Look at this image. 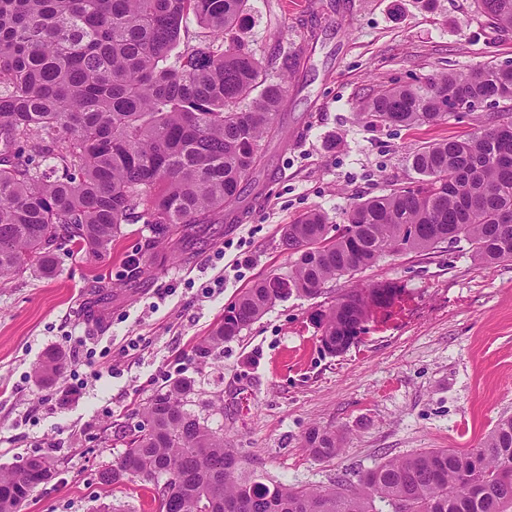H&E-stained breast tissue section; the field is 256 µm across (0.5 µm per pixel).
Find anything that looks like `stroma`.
<instances>
[{
    "label": "stroma",
    "instance_id": "1",
    "mask_svg": "<svg viewBox=\"0 0 512 512\" xmlns=\"http://www.w3.org/2000/svg\"><path fill=\"white\" fill-rule=\"evenodd\" d=\"M244 40L261 60L314 45L288 82L281 139L257 175L261 195L237 224L197 228L179 257L152 256L151 276L127 264L150 236L126 224L112 253L58 254L54 276L33 271L0 286V467L45 458L52 478L22 512H155L152 492L111 488L101 471L126 449L143 405L170 380H194L190 411L265 481L327 487L426 448L467 449L512 416V262L477 264L467 244L382 257L326 283L316 298L290 296L238 338L203 358L196 346L257 280L286 275L281 230L323 210L343 223L356 199L408 185L409 148L477 132L484 110L434 125L389 127L359 113L377 91L446 71L512 64V32L490 29L477 0H252ZM250 260L240 271L228 264ZM111 290L101 292L98 281ZM380 281L403 292L375 310L367 332L338 355L321 348L311 318L349 289ZM81 339L93 357L70 355ZM64 373L41 382L48 351ZM223 395V412L206 404ZM313 426L335 430L342 456L302 447Z\"/></svg>",
    "mask_w": 512,
    "mask_h": 512
}]
</instances>
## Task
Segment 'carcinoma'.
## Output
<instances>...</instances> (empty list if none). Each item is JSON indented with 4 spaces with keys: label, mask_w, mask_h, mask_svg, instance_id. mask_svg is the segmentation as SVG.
<instances>
[{
    "label": "carcinoma",
    "mask_w": 512,
    "mask_h": 512,
    "mask_svg": "<svg viewBox=\"0 0 512 512\" xmlns=\"http://www.w3.org/2000/svg\"><path fill=\"white\" fill-rule=\"evenodd\" d=\"M489 28L512 30V0H479ZM208 34L174 53L183 20ZM251 0H0V285L31 267L50 276L56 252L112 250L121 226L149 225L146 249L181 241L196 224L238 210L262 160L288 78L266 79L269 60L240 39ZM486 103L479 132L427 142L406 161L414 185L359 200L346 224L319 209L282 228L288 274L255 282L198 344L206 356L236 339L278 299L315 298L331 279L352 277L390 253L423 252L462 240L480 265L512 261V67L445 72L424 84L383 89L360 111L389 125L435 124L448 106ZM336 234H330L331 230ZM402 289L391 281L352 288L312 319L334 355L365 333L373 310ZM63 358L46 353L40 380L60 377ZM194 384L176 379L142 409L105 485L139 481L155 490L156 512H512V416L466 452L430 448L388 460L354 484L268 485L247 472L224 428L186 405ZM302 447L315 459L342 455L336 432L317 427ZM0 469V512H21L51 476L31 457Z\"/></svg>",
    "instance_id": "1"
}]
</instances>
